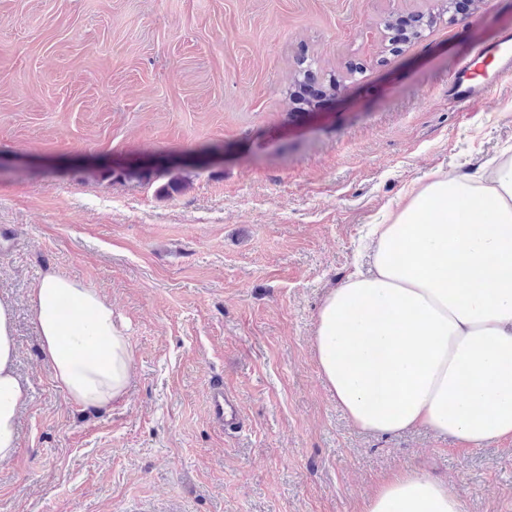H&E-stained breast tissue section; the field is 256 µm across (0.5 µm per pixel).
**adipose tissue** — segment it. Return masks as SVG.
Segmentation results:
<instances>
[{
    "label": "adipose tissue",
    "instance_id": "1",
    "mask_svg": "<svg viewBox=\"0 0 512 512\" xmlns=\"http://www.w3.org/2000/svg\"><path fill=\"white\" fill-rule=\"evenodd\" d=\"M369 274L330 289L312 339L322 380L363 431L426 428L472 448L512 440V154L441 170L374 225ZM41 356L72 402L121 399L134 354L97 288L54 273L29 293ZM13 308L0 300V462L17 448L28 388L15 372ZM363 512H464L446 480L392 474Z\"/></svg>",
    "mask_w": 512,
    "mask_h": 512
}]
</instances>
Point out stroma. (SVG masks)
<instances>
[{
  "mask_svg": "<svg viewBox=\"0 0 512 512\" xmlns=\"http://www.w3.org/2000/svg\"><path fill=\"white\" fill-rule=\"evenodd\" d=\"M0 0V298L31 385L0 512H363L415 468L466 512H512V441L360 431L311 344L329 289L368 270L367 228L435 169L512 146V78L453 103L512 0ZM433 27L388 50L385 23ZM344 88L295 111L300 58ZM184 186L165 192L169 172ZM53 272L99 289L135 369L102 410L74 406L39 352L28 293ZM240 403L214 428L206 389Z\"/></svg>",
  "mask_w": 512,
  "mask_h": 512,
  "instance_id": "obj_1",
  "label": "stroma"
}]
</instances>
